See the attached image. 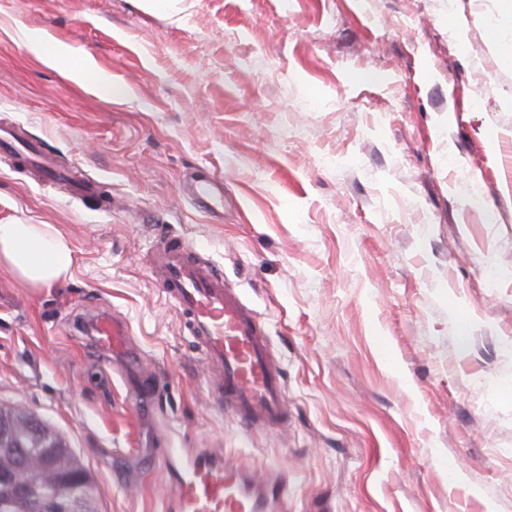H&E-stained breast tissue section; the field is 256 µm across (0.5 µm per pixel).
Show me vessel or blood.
<instances>
[{"mask_svg": "<svg viewBox=\"0 0 512 512\" xmlns=\"http://www.w3.org/2000/svg\"><path fill=\"white\" fill-rule=\"evenodd\" d=\"M0 148L30 162L43 181L66 192L89 196L97 180L62 170L42 142L26 136L18 125L0 128ZM198 207L209 210L224 199L223 182L188 178ZM158 287L180 312L184 326L200 348L206 366L217 373L213 399L230 406L245 427L276 426L288 416L281 367L269 347V334L256 311L224 276L179 237L164 236L149 253ZM95 343L117 355L133 350L127 325L107 313L89 319ZM161 468L172 488L170 512H266L271 498L284 493L282 482L259 484L222 455H198L169 448Z\"/></svg>", "mask_w": 512, "mask_h": 512, "instance_id": "b4317fda", "label": "vessel or blood"}]
</instances>
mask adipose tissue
I'll list each match as a JSON object with an SVG mask.
<instances>
[{
	"label": "adipose tissue",
	"instance_id": "ef3b65f1",
	"mask_svg": "<svg viewBox=\"0 0 512 512\" xmlns=\"http://www.w3.org/2000/svg\"><path fill=\"white\" fill-rule=\"evenodd\" d=\"M75 260L71 242L52 225L0 222V268L27 286L58 287L71 277Z\"/></svg>",
	"mask_w": 512,
	"mask_h": 512
}]
</instances>
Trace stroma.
<instances>
[{"label": "stroma", "mask_w": 512, "mask_h": 512, "mask_svg": "<svg viewBox=\"0 0 512 512\" xmlns=\"http://www.w3.org/2000/svg\"><path fill=\"white\" fill-rule=\"evenodd\" d=\"M1 122L100 184L0 155V221L76 251L48 292L0 272V403L60 432L97 512H165L169 446L285 478L271 512H512V0H0ZM166 234L266 323L287 423L212 399L148 269ZM103 311L140 364L81 328ZM187 185L198 207L204 210H213V205L221 203L224 199L223 180L197 179L189 176Z\"/></svg>", "instance_id": "35a3bbf8"}]
</instances>
